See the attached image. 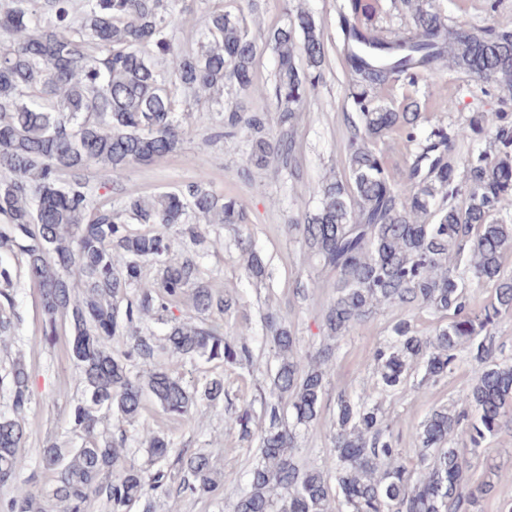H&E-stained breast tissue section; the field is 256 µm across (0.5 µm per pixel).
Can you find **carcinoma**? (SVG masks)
Here are the masks:
<instances>
[{
    "label": "carcinoma",
    "mask_w": 512,
    "mask_h": 512,
    "mask_svg": "<svg viewBox=\"0 0 512 512\" xmlns=\"http://www.w3.org/2000/svg\"><path fill=\"white\" fill-rule=\"evenodd\" d=\"M405 3L412 26L389 38L368 26V0H348L341 14L351 75L363 88L355 97L359 118L352 122L347 177L317 185V212L295 228L308 256L336 274V295L323 317L328 339L348 335L379 305L452 313L431 336L418 335L405 320L393 326L392 338L373 352L381 391H397L414 363L427 379L446 376L462 347L470 355L472 383L459 398L460 409H436L421 424L416 482L398 463L379 398L345 392L336 394V434L325 465L302 468L295 457L297 432L318 418L336 347L303 351L287 317L267 314L265 329L278 359L264 400L268 426L249 487L231 512H333L335 502L345 512H479L493 487L488 479L464 491L470 464L457 445L476 448L512 423V362L495 357L492 335L500 317L512 312V277L503 273L512 224L497 218L512 199V117L481 115L452 135L436 127L420 141L417 101L396 110L371 102L364 89L401 78L413 83L447 60L512 92V29L452 27L423 0ZM73 10L72 0H0V218L12 232L3 243L22 241L28 275L40 289L44 339L52 342L60 328L69 332L82 392L69 419L81 445L51 442L40 453L41 467L54 477L51 489L0 499V512H50L53 506L86 512L93 502L105 512L135 506L154 512L159 492L192 498L224 482L209 454L175 451L165 436L154 435L148 475L127 461L126 435L99 437L95 430L105 417L135 421L148 397L170 415H193L197 390L169 373L160 361L164 353L252 366L246 333L231 338L210 321L224 313V296L201 279L190 253L205 242L195 219L240 224L244 215L236 200L214 193L203 178L184 190L96 207L85 172L96 167L114 183L131 166L174 152L191 128L175 112L173 87L197 97L227 83L246 91L258 46L240 20L222 11L208 14L206 42L192 53L170 35L176 20L162 0H84L77 22ZM266 45L276 57L278 135L266 136V113L243 107L224 110L223 123L228 136L250 133L249 166L290 168L305 87L320 77L324 63L323 32L299 7L268 33ZM147 46L166 67L143 54ZM395 131L420 149L399 181L374 151ZM484 133L496 147L472 158L468 202L455 205L449 198L459 191L456 140ZM240 246L247 276L263 278L261 256L250 244ZM463 254L472 279L494 290L493 302L478 313L470 311L464 279L450 270L451 260ZM75 279L83 288L79 294ZM0 283V297L11 309L12 279L3 268ZM183 298L195 312L190 320L171 315ZM6 309L0 308V333L11 325ZM146 315L168 326L164 343L142 334ZM138 364L144 370L135 373ZM5 378L12 404L9 414H0V482L26 467L21 448L31 404L24 365L12 363ZM203 396L213 405L224 401V379L208 380Z\"/></svg>",
    "instance_id": "cac0c4a2"
}]
</instances>
